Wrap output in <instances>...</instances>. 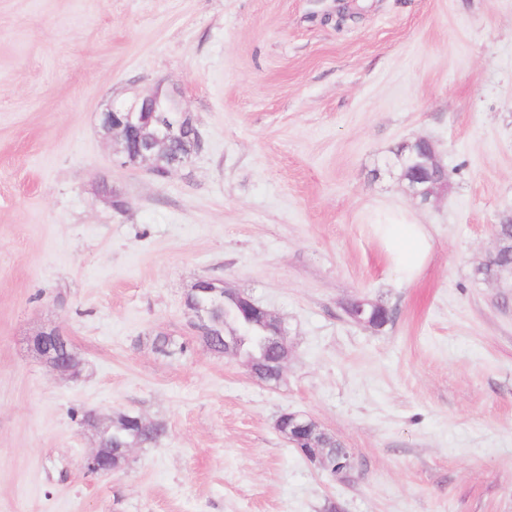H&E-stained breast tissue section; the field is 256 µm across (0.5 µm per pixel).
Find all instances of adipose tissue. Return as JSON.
Masks as SVG:
<instances>
[{"mask_svg": "<svg viewBox=\"0 0 512 512\" xmlns=\"http://www.w3.org/2000/svg\"><path fill=\"white\" fill-rule=\"evenodd\" d=\"M375 232L392 268L408 279L422 272L432 250L424 225L404 219L391 220L376 225Z\"/></svg>", "mask_w": 512, "mask_h": 512, "instance_id": "ef3b65f1", "label": "adipose tissue"}]
</instances>
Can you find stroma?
<instances>
[{
  "label": "stroma",
  "instance_id": "obj_1",
  "mask_svg": "<svg viewBox=\"0 0 512 512\" xmlns=\"http://www.w3.org/2000/svg\"><path fill=\"white\" fill-rule=\"evenodd\" d=\"M159 84L204 140L165 177L100 129ZM417 138L448 173L425 205L388 168ZM397 211L432 238L410 281L371 230ZM507 217L512 0H0V512H512V276L477 272ZM202 278L282 318L278 386L193 335ZM50 327L78 378L31 349ZM75 410L167 436L91 473ZM287 411L350 479L278 434ZM313 461L317 468L321 470L328 469L332 471L335 476L343 479L350 478L354 469L353 455L348 448H340V453L337 456H315Z\"/></svg>",
  "mask_w": 512,
  "mask_h": 512
}]
</instances>
